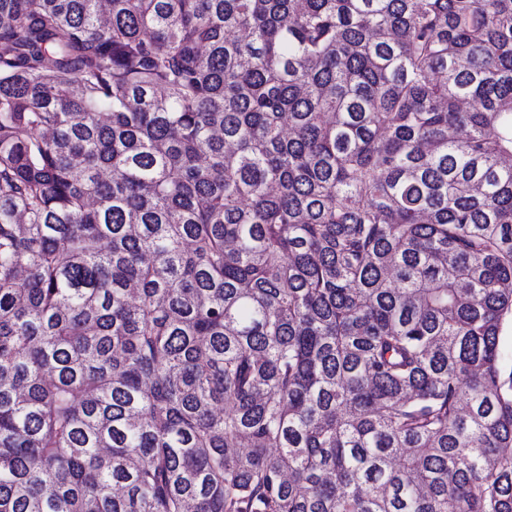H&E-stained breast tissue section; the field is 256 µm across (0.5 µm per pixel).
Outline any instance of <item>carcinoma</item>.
Here are the masks:
<instances>
[{
	"label": "carcinoma",
	"instance_id": "1",
	"mask_svg": "<svg viewBox=\"0 0 512 512\" xmlns=\"http://www.w3.org/2000/svg\"><path fill=\"white\" fill-rule=\"evenodd\" d=\"M512 0H0V512H512Z\"/></svg>",
	"mask_w": 512,
	"mask_h": 512
}]
</instances>
